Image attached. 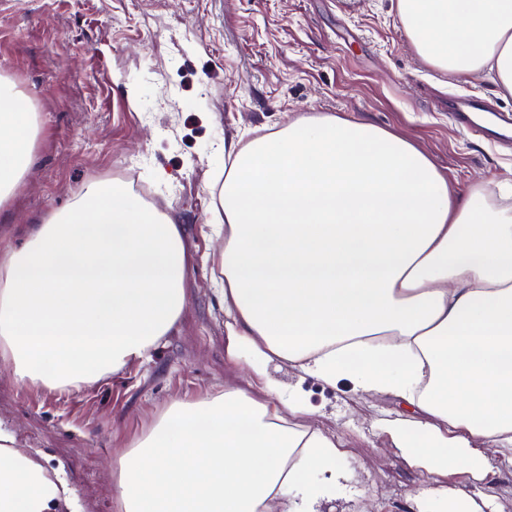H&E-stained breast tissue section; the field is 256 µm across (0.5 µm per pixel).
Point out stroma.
Listing matches in <instances>:
<instances>
[{
  "label": "stroma",
  "instance_id": "obj_1",
  "mask_svg": "<svg viewBox=\"0 0 512 512\" xmlns=\"http://www.w3.org/2000/svg\"><path fill=\"white\" fill-rule=\"evenodd\" d=\"M0 75L38 119L33 160L6 204L0 238L64 210L91 181L145 182L149 204L180 224L188 252L177 332L152 359L81 389L39 392L0 365V419L17 448L66 466L80 512H116L109 464L169 404L240 384L224 359V302L210 226L224 180V140L326 112L405 136L463 190L512 178V144L448 119V100L476 94L512 114L488 71L455 80L416 52L397 0H0ZM312 423L335 435L351 479L323 512H447L445 489L481 512H512V446L487 473L431 475L386 432L405 417L395 398H362L349 378L297 381Z\"/></svg>",
  "mask_w": 512,
  "mask_h": 512
}]
</instances>
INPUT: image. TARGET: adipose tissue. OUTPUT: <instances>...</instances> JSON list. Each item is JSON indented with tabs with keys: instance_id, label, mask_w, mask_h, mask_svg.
<instances>
[{
	"instance_id": "1",
	"label": "adipose tissue",
	"mask_w": 512,
	"mask_h": 512,
	"mask_svg": "<svg viewBox=\"0 0 512 512\" xmlns=\"http://www.w3.org/2000/svg\"><path fill=\"white\" fill-rule=\"evenodd\" d=\"M418 55L512 94V0H398ZM35 114L0 77V202L32 162ZM224 358L244 385L173 401L112 464L118 512H321L348 479L335 436L268 375L394 397L411 464L480 470L512 445V190L455 193L386 129L307 113L224 146ZM181 229L116 181L0 244V365L71 392L150 361L178 328ZM0 512H76L62 468L0 424Z\"/></svg>"
}]
</instances>
